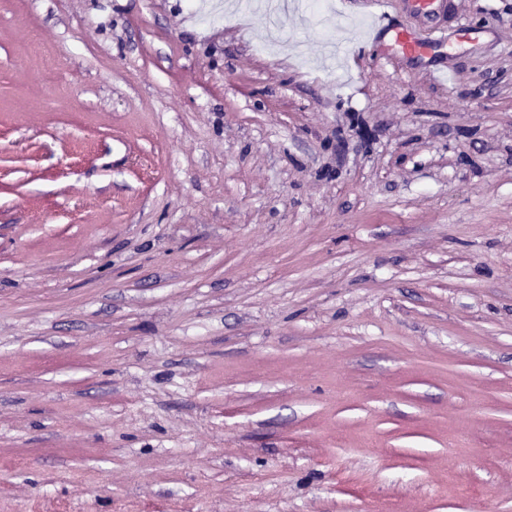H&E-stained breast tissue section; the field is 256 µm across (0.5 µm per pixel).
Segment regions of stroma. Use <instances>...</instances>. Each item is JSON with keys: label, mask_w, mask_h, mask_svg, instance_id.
<instances>
[{"label": "stroma", "mask_w": 512, "mask_h": 512, "mask_svg": "<svg viewBox=\"0 0 512 512\" xmlns=\"http://www.w3.org/2000/svg\"><path fill=\"white\" fill-rule=\"evenodd\" d=\"M329 2L0 0V512H512V0ZM390 33L389 41L391 47L397 53L414 59H423L430 52L443 43V38L423 39L416 37L414 33L405 29L391 28L386 31Z\"/></svg>", "instance_id": "obj_1"}]
</instances>
